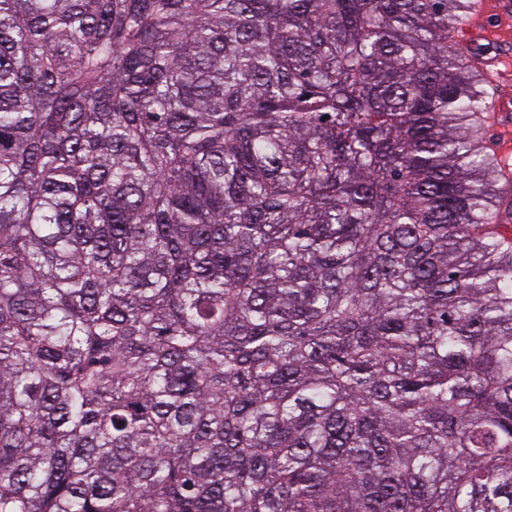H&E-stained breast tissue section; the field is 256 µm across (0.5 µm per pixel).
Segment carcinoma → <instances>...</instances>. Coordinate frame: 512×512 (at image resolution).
I'll return each mask as SVG.
<instances>
[{
	"label": "carcinoma",
	"instance_id": "cac0c4a2",
	"mask_svg": "<svg viewBox=\"0 0 512 512\" xmlns=\"http://www.w3.org/2000/svg\"><path fill=\"white\" fill-rule=\"evenodd\" d=\"M474 2L0 0V512H512Z\"/></svg>",
	"mask_w": 512,
	"mask_h": 512
}]
</instances>
